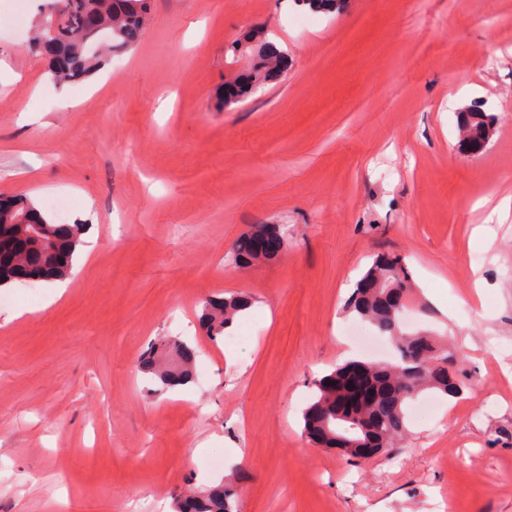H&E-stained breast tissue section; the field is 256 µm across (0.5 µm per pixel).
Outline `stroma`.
<instances>
[{"mask_svg": "<svg viewBox=\"0 0 512 512\" xmlns=\"http://www.w3.org/2000/svg\"><path fill=\"white\" fill-rule=\"evenodd\" d=\"M44 0H0V192L97 240L67 277L0 288V512H176L233 485L239 512H512V0H149L140 40L59 88L28 46ZM264 30L277 80L223 107ZM496 117L479 157L455 114ZM255 224L286 248L230 255ZM405 258L409 331L460 353L463 393L364 462L313 446L314 380L357 350L345 302ZM246 294L211 341L206 298ZM186 342L205 379L164 393L137 361ZM283 234L279 229L271 224H259L252 231L242 235L236 243V253L234 263L241 267H246L259 260H270L275 258L278 253L275 250H267L264 255L258 252V244L260 241H272Z\"/></svg>", "mask_w": 512, "mask_h": 512, "instance_id": "35a3bbf8", "label": "stroma"}]
</instances>
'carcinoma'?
<instances>
[{"label": "carcinoma", "mask_w": 512, "mask_h": 512, "mask_svg": "<svg viewBox=\"0 0 512 512\" xmlns=\"http://www.w3.org/2000/svg\"><path fill=\"white\" fill-rule=\"evenodd\" d=\"M146 0H59L55 13L43 16L30 38L31 52L47 62L48 72L57 85L74 83L101 70L112 54L131 48L141 35ZM256 41L255 69L261 84L281 75L286 58L267 38L256 33L247 36ZM495 118L478 109L457 113V128H483ZM48 226L51 252L26 249L20 236L34 226ZM83 224H56L31 200L14 196L10 205L0 208V287L14 283L25 265L43 267L50 280L66 278L73 268L77 247L81 244ZM282 236L271 224H259L236 243L234 263L246 267L259 260H270L277 252L261 255L258 244ZM362 279L378 284L366 288L357 284L346 308L369 322L388 338L395 357L388 362L370 361V375L364 388L370 403L356 409L336 405V391L349 389L342 367L315 381L311 403L303 412V432L321 429L329 435L326 448L336 447L342 438L344 455L352 461L365 456L353 448L354 442L370 440L380 454L407 431V407L425 391L447 397L463 392L464 382L457 367L459 360L433 336L409 334L402 318L410 303L411 277L403 260L377 258ZM250 300L242 295L215 297L203 306L202 321L210 339L224 334L235 319L248 309ZM140 369L152 375L162 388H175L191 382L193 354L181 340H170L150 347L139 360ZM236 493L224 486L210 489L193 500L190 512H236Z\"/></svg>", "instance_id": "carcinoma-1"}]
</instances>
